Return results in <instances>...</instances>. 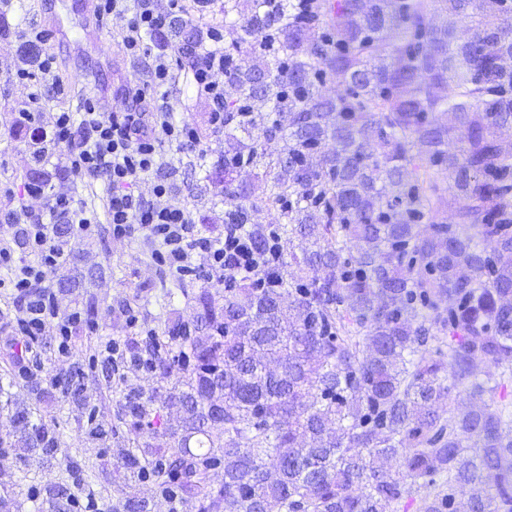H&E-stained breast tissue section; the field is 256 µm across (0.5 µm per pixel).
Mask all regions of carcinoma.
I'll return each instance as SVG.
<instances>
[{
	"instance_id": "carcinoma-1",
	"label": "carcinoma",
	"mask_w": 512,
	"mask_h": 512,
	"mask_svg": "<svg viewBox=\"0 0 512 512\" xmlns=\"http://www.w3.org/2000/svg\"><path fill=\"white\" fill-rule=\"evenodd\" d=\"M236 8L226 215L266 244L232 177L261 164L288 253L269 287L203 294L146 345L150 370L177 372L172 445L140 443L154 397L112 382L127 487L150 476L188 512H512V0H251L241 24ZM85 429L106 436L93 409ZM14 431L60 448L24 408L0 444Z\"/></svg>"
}]
</instances>
